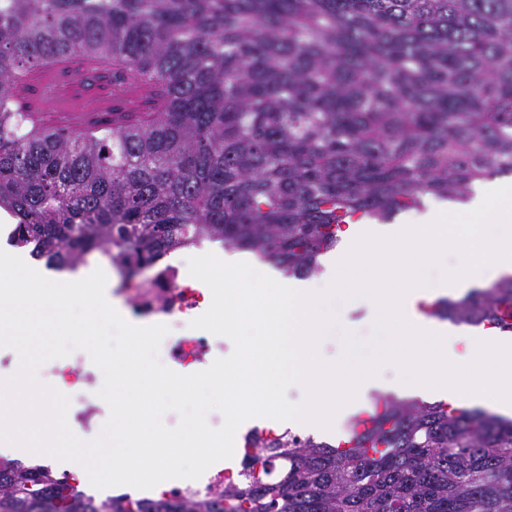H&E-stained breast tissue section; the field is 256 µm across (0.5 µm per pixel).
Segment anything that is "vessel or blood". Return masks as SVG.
<instances>
[{
    "mask_svg": "<svg viewBox=\"0 0 512 512\" xmlns=\"http://www.w3.org/2000/svg\"><path fill=\"white\" fill-rule=\"evenodd\" d=\"M77 72L84 75V82L74 80ZM158 91L155 83L92 54L57 58L25 72L14 87V100L36 127L89 133L129 124ZM89 96L95 106L86 105Z\"/></svg>",
    "mask_w": 512,
    "mask_h": 512,
    "instance_id": "vessel-or-blood-1",
    "label": "vessel or blood"
}]
</instances>
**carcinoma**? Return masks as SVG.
<instances>
[{"label": "carcinoma", "mask_w": 512, "mask_h": 512, "mask_svg": "<svg viewBox=\"0 0 512 512\" xmlns=\"http://www.w3.org/2000/svg\"><path fill=\"white\" fill-rule=\"evenodd\" d=\"M91 53L166 94L131 127L32 125L17 78ZM506 173L512 0H0V207L52 267L157 266L208 239L302 277L354 218ZM432 314L512 331V277ZM375 403L345 451L249 434L244 479L203 499H98L0 458V512H512V420Z\"/></svg>", "instance_id": "cac0c4a2"}]
</instances>
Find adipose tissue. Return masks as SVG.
Here are the masks:
<instances>
[{"mask_svg": "<svg viewBox=\"0 0 512 512\" xmlns=\"http://www.w3.org/2000/svg\"><path fill=\"white\" fill-rule=\"evenodd\" d=\"M224 278L216 289L223 317V362L210 369L232 408L224 444L242 429L271 422L328 438L369 394L390 392L512 419V333L453 325L427 317L422 304L458 300L512 276V181L481 183L467 203L430 210L410 224H349L307 279H283L270 266L254 284L247 253L221 250ZM458 258L438 277L429 267ZM366 306L372 327L390 342L389 363L357 360L355 349L325 359L321 337L342 311ZM303 393L300 405L278 398Z\"/></svg>", "mask_w": 512, "mask_h": 512, "instance_id": "obj_1", "label": "adipose tissue"}]
</instances>
